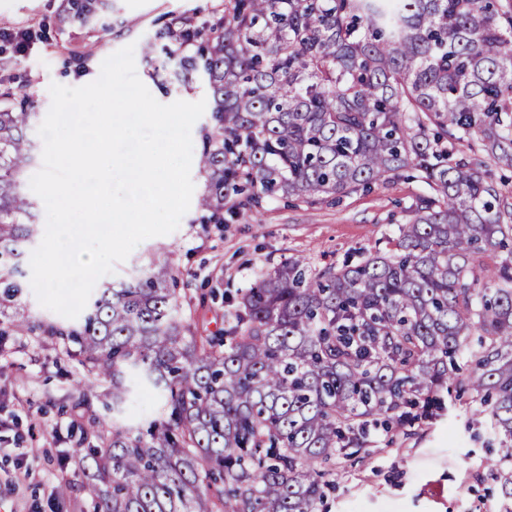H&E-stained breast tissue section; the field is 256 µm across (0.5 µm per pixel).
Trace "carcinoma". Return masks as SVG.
<instances>
[{
    "instance_id": "obj_1",
    "label": "carcinoma",
    "mask_w": 512,
    "mask_h": 512,
    "mask_svg": "<svg viewBox=\"0 0 512 512\" xmlns=\"http://www.w3.org/2000/svg\"><path fill=\"white\" fill-rule=\"evenodd\" d=\"M67 3L81 24L108 8ZM164 35L174 77L202 79L211 97L196 158L205 222L254 218L277 196L313 208L406 169L430 194L389 249L262 275L227 328L188 323L168 288L176 271L155 257L78 322L40 321L111 383L110 420L83 392L72 402L96 444L77 442L79 482L58 494L84 492L92 512H317L334 487L323 463L454 391L476 394L512 448V196L477 158L512 168V0H224L214 23ZM14 96L0 93V317L23 334L35 113ZM458 356L472 364L460 379ZM138 390L162 405L133 428L122 414Z\"/></svg>"
}]
</instances>
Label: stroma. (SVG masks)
<instances>
[{
	"label": "stroma",
	"instance_id": "stroma-1",
	"mask_svg": "<svg viewBox=\"0 0 512 512\" xmlns=\"http://www.w3.org/2000/svg\"><path fill=\"white\" fill-rule=\"evenodd\" d=\"M112 4L104 22L79 26L68 19L67 0H0V19L8 22L0 29V90L22 92L44 121L51 84H88L103 60L131 44L136 73L160 103L208 99L199 84H166L168 43L159 33L174 15L197 22L222 15L223 0ZM90 48L94 57L79 67L78 57ZM428 192L405 172L335 204L311 208L274 198L256 220L204 224L193 205L176 231L141 242L102 281L131 278L149 255L167 259L178 271L171 289L187 321L217 329L230 321L242 292L290 257H309L321 268L385 249ZM79 387L98 409L110 382L90 375L79 356L48 344L41 331L0 337V512H77L58 498L57 487L73 475V446L87 424L69 408ZM490 458L498 470L487 468ZM326 469L334 486L318 512H512L501 490L512 460L489 441L468 393L445 397L443 410L375 436L368 451L331 460Z\"/></svg>",
	"mask_w": 512,
	"mask_h": 512
}]
</instances>
